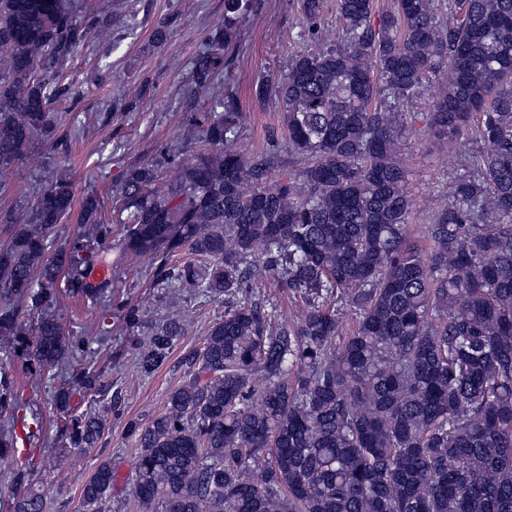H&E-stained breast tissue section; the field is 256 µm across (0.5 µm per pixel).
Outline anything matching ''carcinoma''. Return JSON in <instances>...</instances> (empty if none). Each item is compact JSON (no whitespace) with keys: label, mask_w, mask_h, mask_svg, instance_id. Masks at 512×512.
<instances>
[{"label":"carcinoma","mask_w":512,"mask_h":512,"mask_svg":"<svg viewBox=\"0 0 512 512\" xmlns=\"http://www.w3.org/2000/svg\"><path fill=\"white\" fill-rule=\"evenodd\" d=\"M305 19L287 70L259 85L282 112L266 149L234 147L236 101L220 92L191 113L201 150L179 180L159 185L177 154L126 169L110 223L99 198L56 242L74 207L73 184L52 166L31 212L9 211L0 246V350L52 378L84 355L55 314L63 295L97 298L111 277L96 266L144 261L175 306L186 292L225 302L182 383L135 439L137 512H512V0H334L336 40L321 27L326 0H298ZM244 0H224V22L194 62L198 89L224 75V47ZM67 0H0V172L54 146L65 92L52 65L106 40ZM439 85L429 132L443 143L475 138L482 151L431 208L424 248L409 238L415 200L402 153L399 106ZM288 171L269 181L283 162ZM189 252L195 260L170 264ZM288 291L296 319L252 299L255 280ZM39 311L21 316L22 301ZM117 307L140 324L128 301ZM177 312L140 347L138 369H159L184 335ZM0 364V460L14 458L25 419ZM84 368L54 394L73 452L95 447L106 418L76 415L72 398L95 389ZM71 452V453H73ZM71 453L46 457L60 471ZM112 463L81 489L96 512L111 495ZM0 512H44L15 477Z\"/></svg>","instance_id":"cac0c4a2"}]
</instances>
